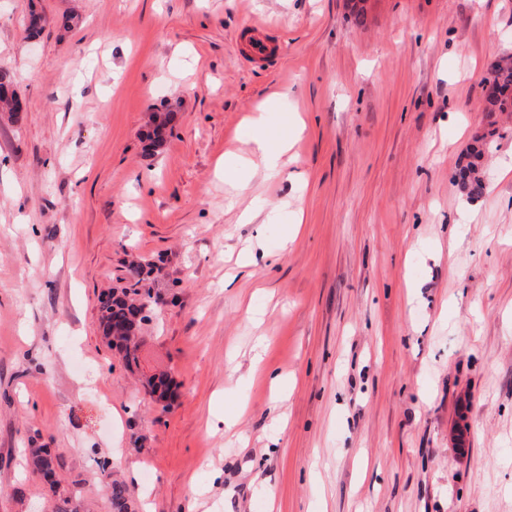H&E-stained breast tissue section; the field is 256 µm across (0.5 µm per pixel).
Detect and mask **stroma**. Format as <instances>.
<instances>
[{"instance_id":"35a3bbf8","label":"stroma","mask_w":512,"mask_h":512,"mask_svg":"<svg viewBox=\"0 0 512 512\" xmlns=\"http://www.w3.org/2000/svg\"><path fill=\"white\" fill-rule=\"evenodd\" d=\"M507 55L512 0H0V512H48L32 444L93 512L106 457L145 512H512ZM269 101L287 173L237 190L218 161ZM135 265L130 366L99 301ZM492 80L495 81V89L486 97L488 118H492L495 112H512V96L505 95V91L512 87V62L497 63L493 67ZM486 149L484 145L472 147L468 155L470 160L459 169L457 174L458 185L468 197L478 196L486 188V181L481 169V158ZM28 451L32 472L40 479L49 476L52 472V466L56 470L59 465V458L50 448H28Z\"/></svg>"}]
</instances>
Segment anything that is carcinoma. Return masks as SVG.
I'll return each mask as SVG.
<instances>
[{
  "mask_svg": "<svg viewBox=\"0 0 512 512\" xmlns=\"http://www.w3.org/2000/svg\"><path fill=\"white\" fill-rule=\"evenodd\" d=\"M492 80L495 81V89L486 97L489 118L497 112H512V96L505 95V91L512 87V62L502 61L496 64L493 67ZM0 107L13 113L23 111V105L12 89L11 81L4 76H0ZM485 150L484 146L472 148L469 161L457 174L460 189L469 197L482 194L486 188L481 169V158ZM139 293L138 288L114 290L102 299L100 307L105 335L110 337L112 347L128 361L138 360L137 332L141 324L150 320L153 312L152 306H146L135 299ZM29 463L33 474L46 478L52 468L59 465V458L49 448H31ZM71 485L72 489L63 490L55 480L48 483L53 498L50 512H90L84 504L81 492L76 490L80 481L74 480ZM108 496L112 512H137L136 503L123 481L112 479L108 484Z\"/></svg>",
  "mask_w": 512,
  "mask_h": 512,
  "instance_id": "obj_1",
  "label": "carcinoma"
}]
</instances>
